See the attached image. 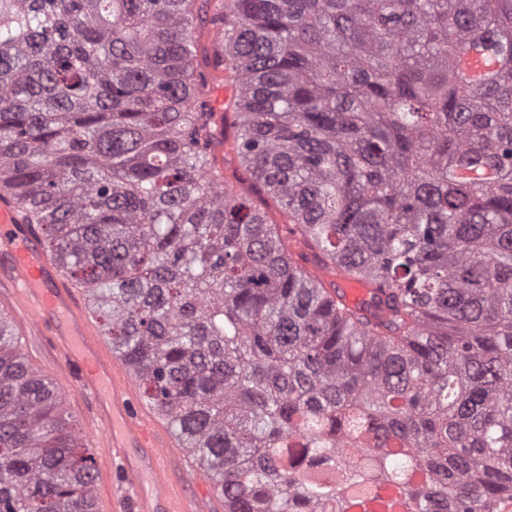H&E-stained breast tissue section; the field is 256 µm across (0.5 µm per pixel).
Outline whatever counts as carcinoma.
<instances>
[{
  "mask_svg": "<svg viewBox=\"0 0 512 512\" xmlns=\"http://www.w3.org/2000/svg\"><path fill=\"white\" fill-rule=\"evenodd\" d=\"M0 189L224 512H512V0H0ZM97 471L0 311V512ZM460 69L466 78L476 81L483 79L494 69V66L485 65L480 59V54L474 52L472 54H468L462 59ZM320 275L327 281L335 282L343 290L345 299L350 305L369 302V289L372 288L369 283L345 279L337 269L335 273L321 270Z\"/></svg>",
  "mask_w": 512,
  "mask_h": 512,
  "instance_id": "obj_1",
  "label": "carcinoma"
}]
</instances>
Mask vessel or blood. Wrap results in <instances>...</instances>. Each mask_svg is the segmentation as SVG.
Instances as JSON below:
<instances>
[{"mask_svg":"<svg viewBox=\"0 0 512 512\" xmlns=\"http://www.w3.org/2000/svg\"><path fill=\"white\" fill-rule=\"evenodd\" d=\"M349 304L368 302L369 283L323 271ZM0 281L10 288L22 322L49 333L66 354L73 390L94 403V423L106 440L104 472L119 468L116 512H209L208 493L189 492L186 460L171 425L146 403L124 362L102 339L89 312L60 279L30 212L13 196H0Z\"/></svg>","mask_w":512,"mask_h":512,"instance_id":"vessel-or-blood-1","label":"vessel or blood"}]
</instances>
